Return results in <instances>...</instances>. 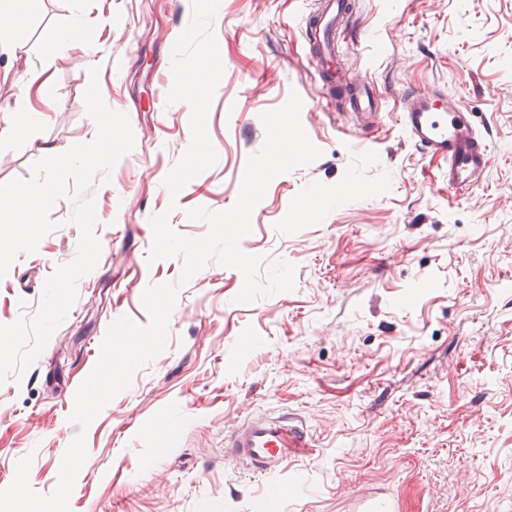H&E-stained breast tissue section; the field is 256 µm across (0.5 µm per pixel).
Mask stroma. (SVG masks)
<instances>
[{"instance_id":"obj_1","label":"stroma","mask_w":512,"mask_h":512,"mask_svg":"<svg viewBox=\"0 0 512 512\" xmlns=\"http://www.w3.org/2000/svg\"><path fill=\"white\" fill-rule=\"evenodd\" d=\"M303 8L220 0L224 72L206 120L218 159L175 198L162 181L191 142V108L166 97L191 0H40L20 47L0 33V128L20 106L38 116L27 138L0 136V183L29 177L42 146L95 138L90 79L134 134L87 190L96 268L36 361L0 384V489L28 455L30 487L52 493L81 434L70 512H347L363 487L389 489L397 512H512V0H361L362 27L338 53L347 82L376 87L373 128L320 82ZM76 23L77 40L50 54L44 32ZM34 72L53 97L29 84ZM435 83L490 132L478 188L449 191L447 161L425 157L396 121L399 93ZM294 92L321 155L270 182L240 241L264 265L293 264V290L239 303L242 274L209 262L178 293L165 352L80 430L69 420L75 394L109 325L147 324L143 291L181 275L179 259L149 261L150 217L168 213L176 232L205 236L208 223L188 210L235 203L265 139L260 114ZM352 181L362 193H342ZM72 212L58 200L54 230L0 279V325L31 317L46 279L75 258ZM260 412L301 416L317 444L285 475L294 492L274 501L224 463L225 436Z\"/></svg>"}]
</instances>
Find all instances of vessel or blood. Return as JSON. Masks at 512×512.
<instances>
[{
  "mask_svg": "<svg viewBox=\"0 0 512 512\" xmlns=\"http://www.w3.org/2000/svg\"><path fill=\"white\" fill-rule=\"evenodd\" d=\"M359 13L358 0H313L302 18L309 59L326 87H335L341 75L336 54L340 32ZM448 87L433 85L421 95L408 89L398 101L397 120L405 138L430 158L448 162L451 191L479 187L491 165V145L472 119L459 108L447 110ZM371 85L352 87L349 106L367 124H375L380 113ZM316 442L304 419L292 413L262 412L249 417L225 437V460L263 481L265 496L287 494L284 475L299 454L312 453ZM381 491L366 488L351 497L349 512H376Z\"/></svg>",
  "mask_w": 512,
  "mask_h": 512,
  "instance_id": "1",
  "label": "vessel or blood"
}]
</instances>
